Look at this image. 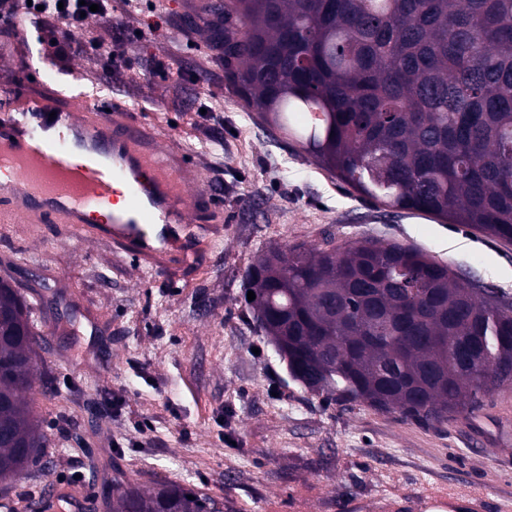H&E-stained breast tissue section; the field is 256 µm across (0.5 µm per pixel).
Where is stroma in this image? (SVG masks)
I'll list each match as a JSON object with an SVG mask.
<instances>
[{"label": "stroma", "mask_w": 512, "mask_h": 512, "mask_svg": "<svg viewBox=\"0 0 512 512\" xmlns=\"http://www.w3.org/2000/svg\"><path fill=\"white\" fill-rule=\"evenodd\" d=\"M205 0H148L172 22L162 45L124 44L141 67L135 81L96 78L79 55H29L0 68V85L34 89L40 66L56 82L78 72L143 113L164 109L157 132L177 139L187 161L230 222L180 282L141 271L103 242L64 239L54 224L0 227V278L29 302L49 337L39 351L45 385L34 399L51 455L48 477L5 491L24 501L29 487L52 490L56 512H74L68 478L81 471L87 512H104L116 477L148 488L160 481L198 486L223 498L224 512H374L379 495L426 485H483L512 508V468L489 453L491 412L512 413V385L484 400L469 420L425 427L364 404L344 409L290 379L241 301L242 277L267 250L365 239L418 248L460 278L512 303V243L422 213L384 210L350 194L299 145L271 131L226 88L224 67L205 42L187 44L186 19ZM169 56L190 75L178 89L156 77L153 57ZM216 108L204 128L193 111ZM118 442L120 451L109 449Z\"/></svg>", "instance_id": "obj_1"}]
</instances>
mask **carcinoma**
Instances as JSON below:
<instances>
[{
	"mask_svg": "<svg viewBox=\"0 0 512 512\" xmlns=\"http://www.w3.org/2000/svg\"><path fill=\"white\" fill-rule=\"evenodd\" d=\"M224 81L319 168L388 209L512 241V0H227L205 9ZM253 321L328 403L443 426L512 385V304L397 243L270 249L243 275ZM32 307L0 279V484L46 435ZM193 499H188V496ZM106 512H224L113 481Z\"/></svg>",
	"mask_w": 512,
	"mask_h": 512,
	"instance_id": "obj_1",
	"label": "carcinoma"
}]
</instances>
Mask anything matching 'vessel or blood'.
Returning <instances> with one entry per match:
<instances>
[{
  "instance_id": "1",
  "label": "vessel or blood",
  "mask_w": 512,
  "mask_h": 512,
  "mask_svg": "<svg viewBox=\"0 0 512 512\" xmlns=\"http://www.w3.org/2000/svg\"><path fill=\"white\" fill-rule=\"evenodd\" d=\"M176 142L125 100L109 109L44 84L0 97V223L59 224L112 243L137 267L178 278L221 238L227 218ZM381 512H495L487 492L434 486L383 500Z\"/></svg>"
}]
</instances>
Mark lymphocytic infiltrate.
<instances>
[{
  "label": "lymphocytic infiltrate",
  "mask_w": 512,
  "mask_h": 512,
  "mask_svg": "<svg viewBox=\"0 0 512 512\" xmlns=\"http://www.w3.org/2000/svg\"><path fill=\"white\" fill-rule=\"evenodd\" d=\"M10 7L0 10V26L16 28L17 14L36 21L38 26H50L54 60L67 61L73 54H82L102 75L134 68L132 59L120 47L131 36L143 41H158L165 31L160 25L146 23L141 0H128L124 18L112 16V0H31L25 11H18L19 0H9ZM90 12H83V5Z\"/></svg>",
  "instance_id": "obj_1"
}]
</instances>
